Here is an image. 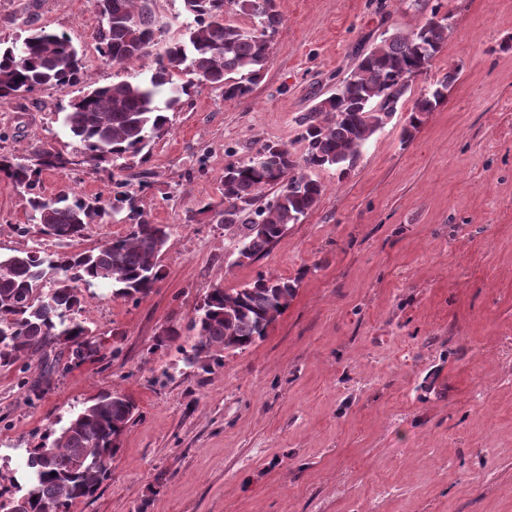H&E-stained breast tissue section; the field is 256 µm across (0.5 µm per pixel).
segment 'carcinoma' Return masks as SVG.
Masks as SVG:
<instances>
[{
	"instance_id": "obj_1",
	"label": "carcinoma",
	"mask_w": 512,
	"mask_h": 512,
	"mask_svg": "<svg viewBox=\"0 0 512 512\" xmlns=\"http://www.w3.org/2000/svg\"><path fill=\"white\" fill-rule=\"evenodd\" d=\"M105 16L98 51L123 68L134 65L162 36L151 0H97ZM193 16L183 37L169 44L156 59L150 78L123 80L95 87L69 102L62 123L82 147L80 163H109L127 169L151 142L167 129V112L177 109L182 96L198 85L224 89V99L249 95L269 60L271 38L281 20L274 0H183ZM256 19L251 29L229 20L230 15ZM448 15L434 11L420 29L396 33L363 55L336 92L317 101L298 119L301 156L288 147L265 143L246 161L224 169L220 202L206 203L199 212L212 213L216 223L238 230L241 247L236 263H250L288 229L312 211L324 186L307 171L333 167L343 179L354 171L367 142L387 124V118L405 100V78L428 72L448 40ZM84 65L66 36L45 27L28 30L23 39L0 46V98H26L46 87L64 89L82 80ZM459 70L450 69L430 92L417 97L403 136L411 137L423 114L442 104L448 84ZM170 96L159 100L161 88ZM75 159L41 141L29 154L0 160V171L29 194L31 221L43 236L72 243L82 239L88 225L102 223L128 210L125 235L90 251L56 254L45 260L35 251L0 257V368L36 355L42 372L30 384L33 394L59 368L63 356L82 361L96 354L84 337L92 330L68 316L81 308L80 288L112 286L115 298L142 300L161 277L157 258L167 244L166 226L151 223L136 204V192L127 184L106 204L79 198L48 200L35 192L45 169L76 165ZM278 187L259 206L264 189ZM53 287L40 288L46 276ZM300 278L259 276L230 290L212 289L191 321L195 342L188 359L223 350H245L267 336L269 327L297 295ZM63 345L67 352L51 357L48 350ZM134 416V402L120 392H106L83 408L63 427L43 456L30 453L26 468L32 488L14 499L22 512H50L90 496L106 479L112 458Z\"/></svg>"
}]
</instances>
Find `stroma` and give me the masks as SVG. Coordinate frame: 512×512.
Masks as SVG:
<instances>
[{
	"label": "stroma",
	"mask_w": 512,
	"mask_h": 512,
	"mask_svg": "<svg viewBox=\"0 0 512 512\" xmlns=\"http://www.w3.org/2000/svg\"><path fill=\"white\" fill-rule=\"evenodd\" d=\"M448 41L347 178L312 171L318 206L253 262L235 230L201 213L225 166L261 143L302 154L298 117L394 32L434 8ZM164 34L123 69L100 56L95 0H0V40L66 33L81 83L0 100V156L33 139L75 155L60 111L88 88L148 77L192 18L153 0ZM281 26L251 93L195 87L145 158L44 170L47 198H112L117 181L170 238L143 300L85 291L78 312L99 353L28 387L38 358L0 368V496L30 485L25 463L48 428L117 391L138 412L110 476L59 512H512V0H275ZM445 102L403 141L407 109L449 69ZM27 194L0 176V255L63 252L31 232ZM299 278L288 309L250 348L185 362L204 296L258 276ZM177 341L159 345L169 326Z\"/></svg>",
	"instance_id": "obj_1"
}]
</instances>
